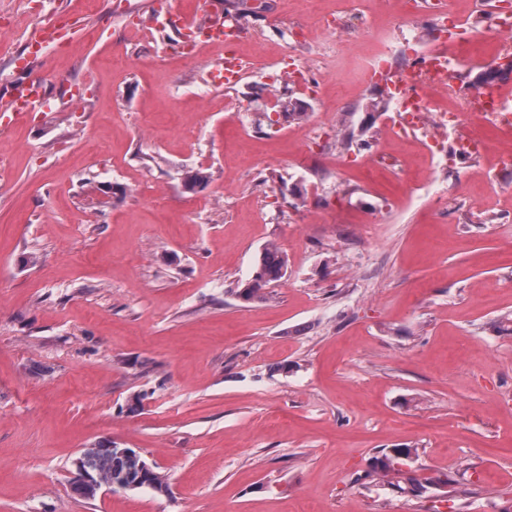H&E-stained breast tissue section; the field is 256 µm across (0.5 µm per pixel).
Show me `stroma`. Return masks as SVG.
<instances>
[{"label":"stroma","mask_w":512,"mask_h":512,"mask_svg":"<svg viewBox=\"0 0 512 512\" xmlns=\"http://www.w3.org/2000/svg\"><path fill=\"white\" fill-rule=\"evenodd\" d=\"M235 1L238 49L268 74L225 90L205 77L219 49L192 62L176 36H129L149 0H0V92L56 10L97 34L30 70L52 67L61 97L86 84L80 104L0 129V512H512V167L490 196L487 159L434 172L414 136L387 141L361 68L415 0L343 18V53L299 48L310 94L279 49L320 38L340 0ZM341 127L358 142L340 168ZM385 145L398 165L367 172ZM431 173L445 208L402 202ZM270 244L287 273L241 303ZM102 440L169 493L80 497L75 461ZM406 446L422 496L357 483Z\"/></svg>","instance_id":"1"}]
</instances>
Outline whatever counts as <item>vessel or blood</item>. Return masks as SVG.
<instances>
[{
    "label": "vessel or blood",
    "mask_w": 512,
    "mask_h": 512,
    "mask_svg": "<svg viewBox=\"0 0 512 512\" xmlns=\"http://www.w3.org/2000/svg\"><path fill=\"white\" fill-rule=\"evenodd\" d=\"M67 24L56 22L36 27L30 43L28 60L19 62V69L30 68L31 58L37 57L42 46H64L69 44L80 26L81 17L71 12ZM142 24L147 29L163 34L174 33L185 44L224 48V56L208 71L207 78L214 86L229 88L245 78L251 68L249 58L236 50L238 40L224 25V12L215 0H169L168 4L154 2ZM421 70L429 71L436 85L448 82V68L442 61L420 58L408 69L375 74V81L386 85L391 92L412 89L411 76ZM51 81L44 76L30 77L15 82L4 95L0 96V126L8 127L33 112H49L53 109L54 96Z\"/></svg>",
    "instance_id": "vessel-or-blood-1"
}]
</instances>
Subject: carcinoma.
<instances>
[{
	"mask_svg": "<svg viewBox=\"0 0 512 512\" xmlns=\"http://www.w3.org/2000/svg\"><path fill=\"white\" fill-rule=\"evenodd\" d=\"M181 181L184 189L196 191L207 186L209 176L201 168H189L182 171ZM287 268L288 260L282 252L272 245L267 246L260 255L256 275L236 291L237 298L243 303H249L264 297L265 290L278 282ZM416 455V448H393L377 459L375 467L367 476L384 478L391 473H399L401 467L408 465ZM141 460L143 456L135 454V449L114 446L109 451L90 455L86 463L90 468L111 476L115 491H125L127 486L136 482L141 489H149L157 494L168 493L166 477L154 466L147 471L138 469Z\"/></svg>",
	"mask_w": 512,
	"mask_h": 512,
	"instance_id": "obj_1",
	"label": "carcinoma"
}]
</instances>
